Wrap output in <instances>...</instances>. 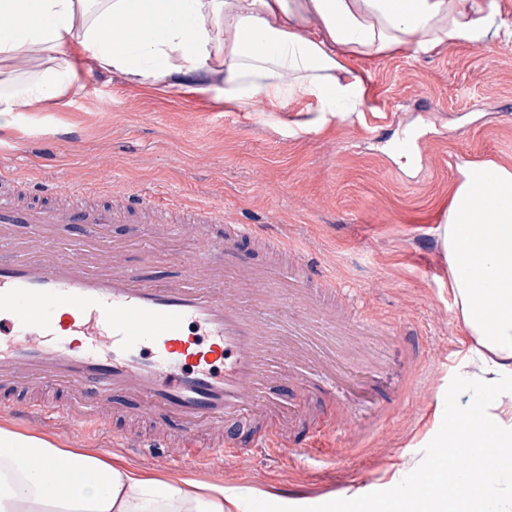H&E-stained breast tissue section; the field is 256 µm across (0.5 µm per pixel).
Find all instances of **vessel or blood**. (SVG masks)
I'll list each match as a JSON object with an SVG mask.
<instances>
[{"mask_svg": "<svg viewBox=\"0 0 512 512\" xmlns=\"http://www.w3.org/2000/svg\"><path fill=\"white\" fill-rule=\"evenodd\" d=\"M47 199L40 209L20 210L0 200V408L12 416L38 419L44 432L79 446L85 430L102 424L111 396L131 401L141 417L161 415L180 425L177 435H123L122 447L150 456L163 467L181 465L204 472L216 463L248 464L254 453L287 457L267 422H285L293 412L272 385L280 375L264 346L271 326L241 308L235 289L216 284L207 257L181 263L177 274L152 283L129 269L120 248L104 231L116 215L111 203L85 205L91 186L71 191L73 205L54 206L53 187L27 184ZM179 199L155 191L127 194L128 209L167 210ZM195 224H220L219 206H192ZM32 225L20 236L16 225ZM94 224L98 244L59 256L57 227ZM225 265L253 287L260 302L278 300L279 328L289 360L314 362L336 394V368L315 342L336 331V285L316 260H306L276 288L268 271L233 252ZM257 418L248 444L224 433L244 415Z\"/></svg>", "mask_w": 512, "mask_h": 512, "instance_id": "vessel-or-blood-1", "label": "vessel or blood"}]
</instances>
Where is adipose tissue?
<instances>
[{
  "mask_svg": "<svg viewBox=\"0 0 512 512\" xmlns=\"http://www.w3.org/2000/svg\"><path fill=\"white\" fill-rule=\"evenodd\" d=\"M490 41L512 44L499 0H0L1 64L63 57L61 68L0 92V120L17 103L63 97L84 66L164 92L216 91L245 112L259 99L272 112L292 103L289 130L310 132L360 112L359 59ZM458 172L442 244L484 398L439 441L460 484L396 500L395 512H512V168L469 162ZM491 471L503 486L486 484ZM227 498L219 484L157 478L0 426V512H225Z\"/></svg>",
  "mask_w": 512,
  "mask_h": 512,
  "instance_id": "1",
  "label": "adipose tissue"
}]
</instances>
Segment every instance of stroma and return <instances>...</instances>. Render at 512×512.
<instances>
[{
  "mask_svg": "<svg viewBox=\"0 0 512 512\" xmlns=\"http://www.w3.org/2000/svg\"><path fill=\"white\" fill-rule=\"evenodd\" d=\"M368 97L359 114L310 133H292L291 110L242 112L215 93H162L96 69L79 72L65 97L26 107L0 126V165L25 179H47L68 205L78 183L119 196L159 189L187 205H222L224 216L270 227L301 258L317 259L348 296L351 328L375 321L392 338L368 336L370 354L346 361L356 385L332 403L324 382L293 380L276 338L267 348L289 401L293 448L273 467L255 460L211 475L254 490L243 503L287 499L288 512L310 503L338 507L354 490L379 499L391 483L432 463L449 421L482 393L470 342L448 291L441 219L464 161L512 167V46L458 43L427 56L387 54L357 61ZM166 212L127 214L109 233L129 238L138 273L163 278L175 260L212 251L217 225L174 242L172 258H148ZM335 404L344 429L309 435L305 417ZM123 399L86 447L124 456L113 434L130 430Z\"/></svg>",
  "mask_w": 512,
  "mask_h": 512,
  "instance_id": "obj_1",
  "label": "stroma"
}]
</instances>
